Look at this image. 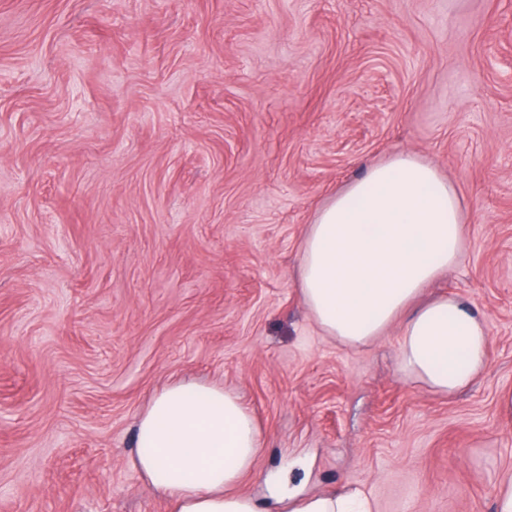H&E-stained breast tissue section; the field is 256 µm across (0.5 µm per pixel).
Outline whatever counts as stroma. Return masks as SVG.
<instances>
[{"label": "stroma", "mask_w": 512, "mask_h": 512, "mask_svg": "<svg viewBox=\"0 0 512 512\" xmlns=\"http://www.w3.org/2000/svg\"><path fill=\"white\" fill-rule=\"evenodd\" d=\"M414 154L465 248L423 297L485 320L469 388L406 381L399 326L324 336L295 284L318 208ZM224 385L263 446L240 492L359 488L494 512L512 467V0H0V512H168L135 419Z\"/></svg>", "instance_id": "obj_1"}]
</instances>
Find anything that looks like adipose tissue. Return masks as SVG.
I'll use <instances>...</instances> for the list:
<instances>
[{
    "mask_svg": "<svg viewBox=\"0 0 512 512\" xmlns=\"http://www.w3.org/2000/svg\"><path fill=\"white\" fill-rule=\"evenodd\" d=\"M461 201L435 166L400 153L368 167L316 212L300 246L296 284L320 330L357 347L400 324L403 376L452 395L487 366L488 329L454 297L416 299L452 270L464 244ZM134 469L169 512H261L239 492L263 444L240 397L177 379L136 418ZM290 512H373L369 497L334 492L294 500Z\"/></svg>",
    "mask_w": 512,
    "mask_h": 512,
    "instance_id": "1",
    "label": "adipose tissue"
}]
</instances>
